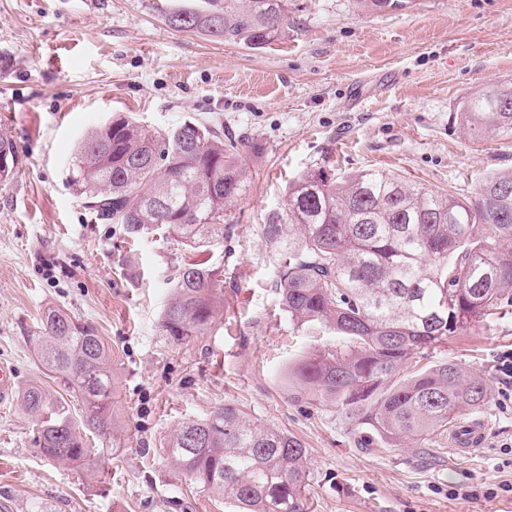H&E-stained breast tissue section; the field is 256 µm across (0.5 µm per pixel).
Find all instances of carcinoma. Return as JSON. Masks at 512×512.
<instances>
[{
    "label": "carcinoma",
    "instance_id": "1",
    "mask_svg": "<svg viewBox=\"0 0 512 512\" xmlns=\"http://www.w3.org/2000/svg\"><path fill=\"white\" fill-rule=\"evenodd\" d=\"M411 0H358L367 11ZM203 11L167 16L177 31L202 30L261 47L288 24V0H207ZM474 136H512V83L483 87L459 104ZM0 186L19 166L0 134ZM69 185L104 224L138 237L165 228L188 249L224 239V224L249 186L242 141L200 122L157 135L123 116L79 141ZM263 231L283 244L279 293L288 320L320 325L346 340L291 370L298 388L341 407L367 451L426 439L491 398L489 380L445 360L414 371V356L456 336L512 301V171L485 178L471 198L429 190L399 176L362 171L340 180L324 167L288 183L283 210ZM221 290L205 259L182 264L160 327L175 342L210 328ZM34 353L54 383L81 404L68 407L42 385L21 394L35 418V446L55 462L89 465L112 439V348L91 324L49 308ZM176 469L238 512H309L307 450L285 431L259 426L226 403L179 423L163 443Z\"/></svg>",
    "mask_w": 512,
    "mask_h": 512
}]
</instances>
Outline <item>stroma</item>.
Instances as JSON below:
<instances>
[{
  "mask_svg": "<svg viewBox=\"0 0 512 512\" xmlns=\"http://www.w3.org/2000/svg\"><path fill=\"white\" fill-rule=\"evenodd\" d=\"M202 0H0V133L20 152L0 187V364L17 388L54 383L30 338L51 307L112 347L117 452L91 466L42 457L20 402L0 409V512H235L163 452L180 421L227 403L305 445L311 512H512V308L453 336L430 360L485 375L486 440L462 456L448 435L368 453L335 403L300 394L291 368L337 344L291 324L280 303L281 244L263 233L302 171L401 176L458 198L512 169V137H472L459 102L512 81V0H288V26L260 48L165 18ZM128 116L155 133L200 120L252 150L247 193L207 249L224 288L216 325L176 343L160 328L183 251L164 232L131 245L68 184L77 142Z\"/></svg>",
  "mask_w": 512,
  "mask_h": 512,
  "instance_id": "stroma-1",
  "label": "stroma"
}]
</instances>
